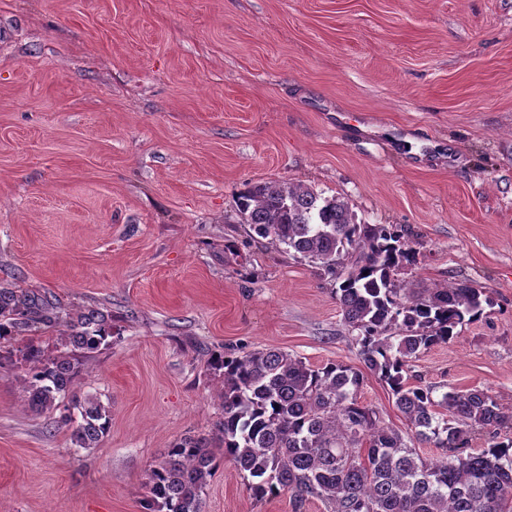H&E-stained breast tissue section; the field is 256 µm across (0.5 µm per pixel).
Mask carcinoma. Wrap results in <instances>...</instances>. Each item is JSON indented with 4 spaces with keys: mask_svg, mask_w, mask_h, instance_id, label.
<instances>
[{
    "mask_svg": "<svg viewBox=\"0 0 512 512\" xmlns=\"http://www.w3.org/2000/svg\"><path fill=\"white\" fill-rule=\"evenodd\" d=\"M237 208L257 237L285 245L338 283L336 300L357 332L359 356L389 387L410 433L359 401L364 376L347 364L314 368L277 349L221 354L213 358L224 375L218 445L189 436L167 449L149 471L144 512H201L202 493L224 458L255 479V498L288 492L297 512L311 499L330 512H512V438L498 440L499 429L512 427V411L480 389L438 399L407 376L413 357L482 316L492 304L487 291L404 287L399 274L417 265V254L401 226L359 224L341 197L264 182L240 192ZM60 324L75 350H95L112 336L110 316L98 308L65 314L48 292L0 287V344ZM23 358L29 405L55 408L71 391L79 360L47 357L34 344ZM72 403L82 418L72 443L96 447L111 424L109 407L93 395ZM483 431L490 445L468 450L472 434ZM422 443L448 454L424 458L416 449Z\"/></svg>",
    "mask_w": 512,
    "mask_h": 512,
    "instance_id": "cac0c4a2",
    "label": "carcinoma"
}]
</instances>
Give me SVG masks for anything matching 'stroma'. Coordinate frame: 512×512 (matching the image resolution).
<instances>
[{"instance_id": "35a3bbf8", "label": "stroma", "mask_w": 512, "mask_h": 512, "mask_svg": "<svg viewBox=\"0 0 512 512\" xmlns=\"http://www.w3.org/2000/svg\"><path fill=\"white\" fill-rule=\"evenodd\" d=\"M267 181L403 225L408 287L485 289L409 373L512 410V0H0V285L112 318L73 385L111 410L97 447L0 368V512H142L166 449L217 433L213 355L362 369L330 277L242 224ZM359 397L405 429L376 375ZM250 482L224 460L202 512H295Z\"/></svg>"}]
</instances>
